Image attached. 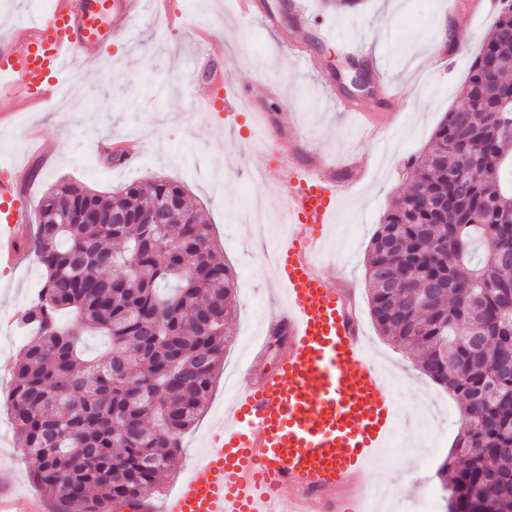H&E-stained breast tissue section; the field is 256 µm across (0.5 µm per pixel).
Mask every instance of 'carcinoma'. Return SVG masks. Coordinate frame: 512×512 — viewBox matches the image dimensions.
<instances>
[{
  "mask_svg": "<svg viewBox=\"0 0 512 512\" xmlns=\"http://www.w3.org/2000/svg\"><path fill=\"white\" fill-rule=\"evenodd\" d=\"M512 0L410 180L375 231L366 267L370 313L394 344L460 402V465L438 477L448 512H512ZM482 92L486 111H467ZM464 183L450 178L458 165ZM178 202L165 232L146 224ZM125 223H112V214ZM33 240L44 268L17 325L30 336L13 368L9 413L18 447L65 512L139 509L199 419L235 336L236 284L183 185L157 177L101 193L50 187ZM69 312L76 325L65 326ZM109 344L90 355L83 334Z\"/></svg>",
  "mask_w": 512,
  "mask_h": 512,
  "instance_id": "carcinoma-1",
  "label": "carcinoma"
}]
</instances>
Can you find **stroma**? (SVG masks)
<instances>
[{
    "label": "stroma",
    "mask_w": 512,
    "mask_h": 512,
    "mask_svg": "<svg viewBox=\"0 0 512 512\" xmlns=\"http://www.w3.org/2000/svg\"><path fill=\"white\" fill-rule=\"evenodd\" d=\"M269 3L280 17V35L239 17L236 0H182L192 27H178L155 15L132 21V39L105 41L96 60L79 64L69 76V83L82 90L76 103L59 107L49 102L16 113L10 97L0 94V113L8 115L0 125V177L20 181L16 202L25 206L62 179L111 192L133 181L164 176L183 183L189 201L205 212L219 257L235 272L236 334L225 348L207 408L184 435L182 451L172 465L173 470L190 471L232 401L225 389L230 373L248 362L259 374L277 364L269 356L257 363L252 360L280 303L277 274L248 229L235 223L233 213L257 197L265 203L273 241L288 231L275 222L285 210L283 189L273 179L254 176L263 156L250 147L247 113L230 116L220 107L212 112L190 109L192 99L210 89L208 74L194 71L192 59L205 49L207 39L223 41L236 81L257 98L267 86H278L290 103L284 123L300 129L310 148L335 163L352 155L366 162L365 176L343 197L335 223L326 228L320 265L355 289L363 336L389 374L408 421L398 436L411 443V451L384 448L373 468L374 475L386 476L393 487L392 497L379 512H418L421 498L440 488L438 467L457 458L460 403L422 373L411 351L396 347L377 330L369 310L365 263L373 234L408 181L407 158L419 155L446 113L460 106L459 90L480 43L491 32L495 13L473 10V0H360L351 10L316 14V21L331 26L338 39L334 45L313 46L329 73L324 84L303 66L289 62L281 45L297 35L310 38V30L295 31L289 0ZM451 30L466 34V49L441 67L429 68L428 46ZM345 40L370 45L384 81L403 89L401 99L392 105L395 124L382 134L366 135L356 117L337 111L328 100L333 90L354 107L381 110L379 100L354 97L351 79L357 68L343 53ZM104 139L117 149L128 142L139 145L138 160L108 166L98 148ZM42 276L31 253L22 264H0V323L14 322L36 294ZM25 341L17 330L0 333L4 447L16 441L8 394Z\"/></svg>",
    "instance_id": "35a3bbf8"
}]
</instances>
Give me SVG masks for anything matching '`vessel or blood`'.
<instances>
[{"instance_id":"obj_1","label":"vessel or blood","mask_w":512,"mask_h":512,"mask_svg":"<svg viewBox=\"0 0 512 512\" xmlns=\"http://www.w3.org/2000/svg\"><path fill=\"white\" fill-rule=\"evenodd\" d=\"M155 0H43L38 16L17 18L0 35V92L16 110L54 97L61 75L96 57L107 38L142 18ZM241 16L277 21L265 0H238ZM113 26H102L104 15ZM224 105L250 99L232 76L217 87ZM279 183L287 191L288 235L274 267L287 328L276 371L244 381L203 461L177 476L163 512H369L370 471L393 434L397 407L370 359L353 293L320 269L318 227L336 219L353 170L289 145ZM17 185L0 180V260L16 262L29 208L14 204ZM43 498L20 497L16 474L0 468V512H46Z\"/></svg>"}]
</instances>
